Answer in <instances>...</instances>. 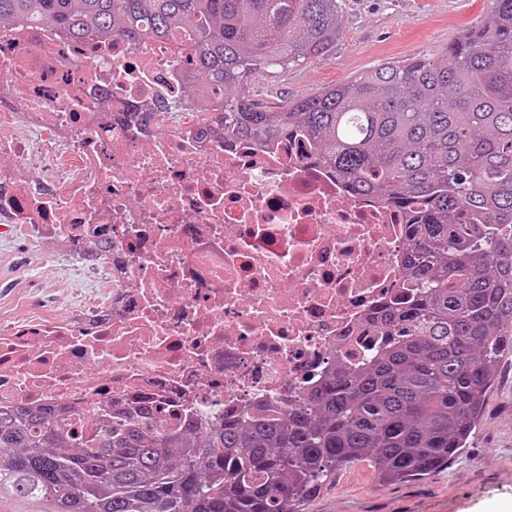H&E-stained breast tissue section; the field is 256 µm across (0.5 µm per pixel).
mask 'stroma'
Segmentation results:
<instances>
[{"label":"stroma","instance_id":"stroma-1","mask_svg":"<svg viewBox=\"0 0 512 512\" xmlns=\"http://www.w3.org/2000/svg\"><path fill=\"white\" fill-rule=\"evenodd\" d=\"M337 10L341 34L329 57L255 74L249 90L259 107L278 109L413 54L442 60L465 28L488 19L493 0H337ZM45 274L38 260L20 259L15 243L0 241V312L21 314V292ZM307 512H512V354L503 355L477 428L447 468L385 484L368 464L347 467Z\"/></svg>","mask_w":512,"mask_h":512}]
</instances>
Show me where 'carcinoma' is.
I'll return each mask as SVG.
<instances>
[{"instance_id":"1","label":"carcinoma","mask_w":512,"mask_h":512,"mask_svg":"<svg viewBox=\"0 0 512 512\" xmlns=\"http://www.w3.org/2000/svg\"><path fill=\"white\" fill-rule=\"evenodd\" d=\"M75 38H173L224 131L301 129L351 189L411 209L415 297L381 316L388 344L275 415L177 433L144 407L64 449L58 412H0V492L52 512H307L328 476L365 462L383 483L428 476L466 447L512 352V0L436 62L386 63L271 112L249 97L261 69L325 59L336 0H0V22Z\"/></svg>"}]
</instances>
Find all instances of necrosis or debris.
Listing matches in <instances>:
<instances>
[{
  "label": "necrosis or debris",
  "instance_id": "obj_1",
  "mask_svg": "<svg viewBox=\"0 0 512 512\" xmlns=\"http://www.w3.org/2000/svg\"><path fill=\"white\" fill-rule=\"evenodd\" d=\"M174 41L0 23V236L53 277L62 313L0 318V409L162 426L276 412L386 344L412 294L408 208L351 192L305 133L234 137Z\"/></svg>",
  "mask_w": 512,
  "mask_h": 512
}]
</instances>
